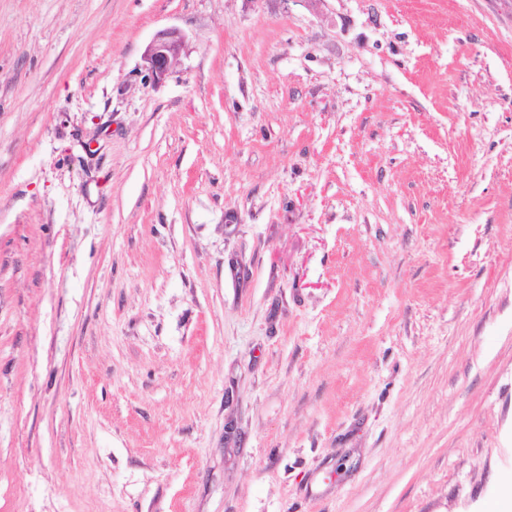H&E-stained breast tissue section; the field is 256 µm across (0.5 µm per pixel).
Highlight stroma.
<instances>
[{
  "label": "stroma",
  "instance_id": "1",
  "mask_svg": "<svg viewBox=\"0 0 512 512\" xmlns=\"http://www.w3.org/2000/svg\"><path fill=\"white\" fill-rule=\"evenodd\" d=\"M511 479L512 0H0V512ZM183 43L182 33L176 28H168L158 32L146 47L144 67L154 81H162L169 75Z\"/></svg>",
  "mask_w": 512,
  "mask_h": 512
}]
</instances>
